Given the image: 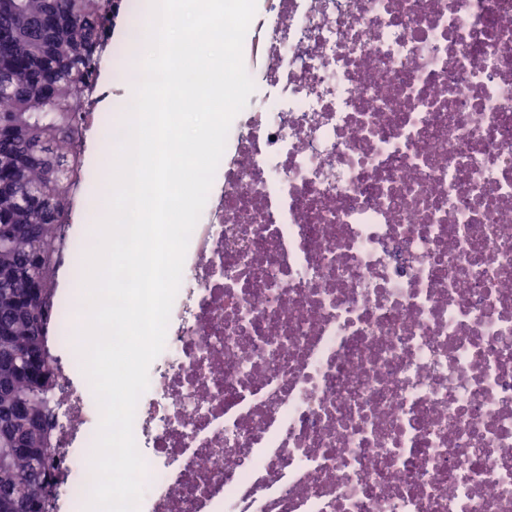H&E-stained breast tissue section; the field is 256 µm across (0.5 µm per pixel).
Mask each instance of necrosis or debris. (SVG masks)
Wrapping results in <instances>:
<instances>
[{
	"label": "necrosis or debris",
	"instance_id": "obj_1",
	"mask_svg": "<svg viewBox=\"0 0 512 512\" xmlns=\"http://www.w3.org/2000/svg\"><path fill=\"white\" fill-rule=\"evenodd\" d=\"M247 39L139 512H512V0H266ZM57 367L77 512L100 410Z\"/></svg>",
	"mask_w": 512,
	"mask_h": 512
}]
</instances>
